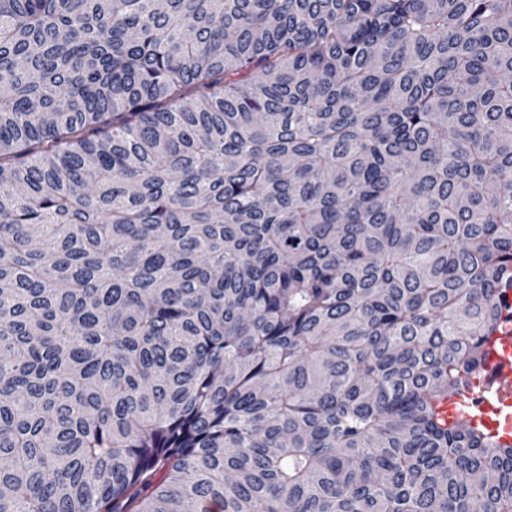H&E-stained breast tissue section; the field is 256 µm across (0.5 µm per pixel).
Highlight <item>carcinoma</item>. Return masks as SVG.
<instances>
[{"label": "carcinoma", "mask_w": 512, "mask_h": 512, "mask_svg": "<svg viewBox=\"0 0 512 512\" xmlns=\"http://www.w3.org/2000/svg\"><path fill=\"white\" fill-rule=\"evenodd\" d=\"M512 0H0V512H512ZM502 328H498L490 335V340L485 347V357L483 369L485 375L482 379L480 391L473 394L471 389H467L463 396L471 403L464 401L461 395L453 398L465 407L475 406L479 411L494 409L501 413L503 409H511L506 415L505 432L501 442L512 444L511 421H512V319H501ZM495 401L499 406L495 407L492 403Z\"/></svg>", "instance_id": "carcinoma-1"}]
</instances>
